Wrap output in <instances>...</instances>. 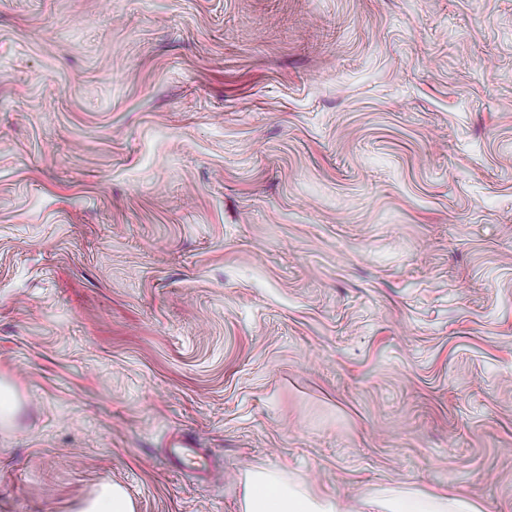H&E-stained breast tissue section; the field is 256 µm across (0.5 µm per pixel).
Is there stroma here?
Masks as SVG:
<instances>
[{"label":"stroma","mask_w":512,"mask_h":512,"mask_svg":"<svg viewBox=\"0 0 512 512\" xmlns=\"http://www.w3.org/2000/svg\"><path fill=\"white\" fill-rule=\"evenodd\" d=\"M0 382V512H512V0H0ZM186 444V441L178 436L168 443L166 460L173 469L182 468L191 461L189 452L197 448H185ZM241 478L242 512H353L345 498L317 496L277 469H249ZM135 503L126 490L115 483L103 486L92 498L82 503L78 512H135ZM376 512H476L465 500L420 491H384L372 497Z\"/></svg>","instance_id":"stroma-1"}]
</instances>
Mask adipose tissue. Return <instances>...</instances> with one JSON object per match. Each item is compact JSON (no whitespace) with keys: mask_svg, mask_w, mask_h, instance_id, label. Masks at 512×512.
<instances>
[{"mask_svg":"<svg viewBox=\"0 0 512 512\" xmlns=\"http://www.w3.org/2000/svg\"><path fill=\"white\" fill-rule=\"evenodd\" d=\"M241 478L242 512H351L346 500L315 495L277 469H249ZM373 504L375 512H476L464 500L420 491L383 492Z\"/></svg>","mask_w":512,"mask_h":512,"instance_id":"1","label":"adipose tissue"}]
</instances>
